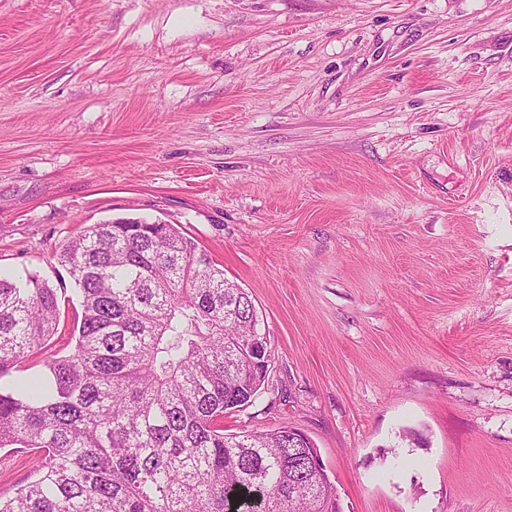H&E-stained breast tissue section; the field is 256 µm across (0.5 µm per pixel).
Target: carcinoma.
Here are the masks:
<instances>
[{
	"mask_svg": "<svg viewBox=\"0 0 512 512\" xmlns=\"http://www.w3.org/2000/svg\"><path fill=\"white\" fill-rule=\"evenodd\" d=\"M88 224L61 245L73 349L43 354L58 289L0 273V448L32 456L0 512H341L299 429L224 433L271 348L245 289L175 224Z\"/></svg>",
	"mask_w": 512,
	"mask_h": 512,
	"instance_id": "carcinoma-1",
	"label": "carcinoma"
}]
</instances>
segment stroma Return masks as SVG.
Here are the masks:
<instances>
[{"mask_svg":"<svg viewBox=\"0 0 512 512\" xmlns=\"http://www.w3.org/2000/svg\"><path fill=\"white\" fill-rule=\"evenodd\" d=\"M117 217L251 295L225 432L343 512H512V0H0V270Z\"/></svg>","mask_w":512,"mask_h":512,"instance_id":"35a3bbf8","label":"stroma"}]
</instances>
